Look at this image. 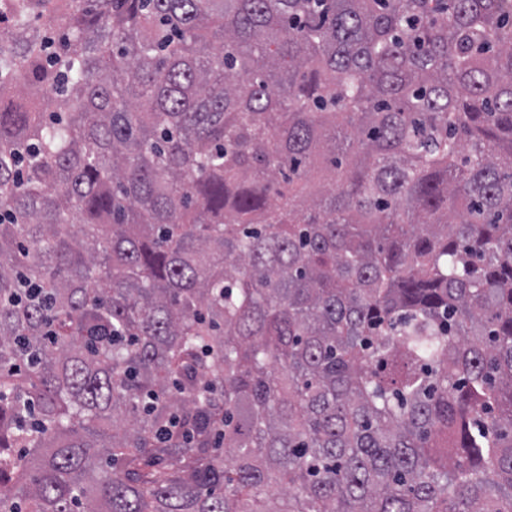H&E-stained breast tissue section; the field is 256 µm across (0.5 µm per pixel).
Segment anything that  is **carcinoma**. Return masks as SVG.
Instances as JSON below:
<instances>
[{
	"label": "carcinoma",
	"instance_id": "obj_1",
	"mask_svg": "<svg viewBox=\"0 0 512 512\" xmlns=\"http://www.w3.org/2000/svg\"><path fill=\"white\" fill-rule=\"evenodd\" d=\"M8 25L0 512H512V0Z\"/></svg>",
	"mask_w": 512,
	"mask_h": 512
}]
</instances>
